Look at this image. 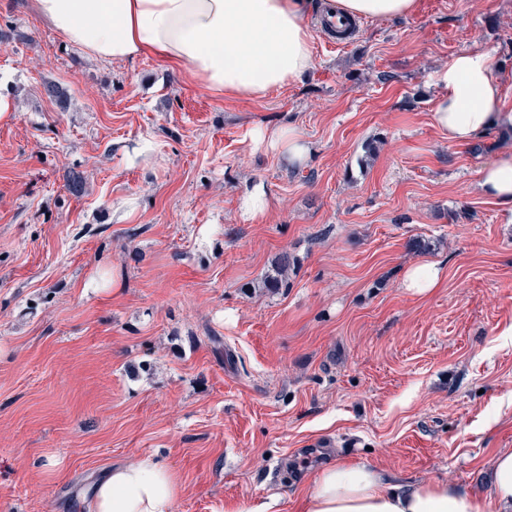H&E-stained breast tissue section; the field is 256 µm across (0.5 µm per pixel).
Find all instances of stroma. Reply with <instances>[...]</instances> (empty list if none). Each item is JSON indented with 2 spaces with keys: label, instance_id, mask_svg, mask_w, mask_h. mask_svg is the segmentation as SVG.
Masks as SVG:
<instances>
[{
  "label": "stroma",
  "instance_id": "1",
  "mask_svg": "<svg viewBox=\"0 0 512 512\" xmlns=\"http://www.w3.org/2000/svg\"><path fill=\"white\" fill-rule=\"evenodd\" d=\"M473 49L512 100V0L317 29L312 69L250 100L90 58L0 0V512H85L147 454L180 476L174 512H291L328 456L483 488L512 448V224L476 188L486 156L431 119L433 72ZM279 125L303 164L252 150ZM285 252L287 288L257 291ZM430 263L440 285L405 288ZM254 150L276 152L288 162H305L309 148L302 134L294 127H263L250 132ZM239 205L244 216L255 219L267 212L271 202L263 186L261 184H253L240 194Z\"/></svg>",
  "mask_w": 512,
  "mask_h": 512
}]
</instances>
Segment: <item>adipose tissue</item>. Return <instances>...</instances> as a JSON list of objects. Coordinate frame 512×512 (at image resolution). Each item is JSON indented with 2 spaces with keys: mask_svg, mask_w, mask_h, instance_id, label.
Listing matches in <instances>:
<instances>
[{
  "mask_svg": "<svg viewBox=\"0 0 512 512\" xmlns=\"http://www.w3.org/2000/svg\"><path fill=\"white\" fill-rule=\"evenodd\" d=\"M38 15L68 43L107 62L154 57L207 92L261 99L312 68L310 14L327 7L351 20L404 16L418 0H34ZM488 51L452 57L432 79L438 88L431 118L449 143L471 144L491 130L512 128ZM253 149L305 162L309 148L293 127L250 133ZM478 191L498 202L512 223V148L484 164ZM486 489L474 492L447 480L393 482L378 467L346 458L328 461L307 481L297 512H512V450L488 461ZM177 472L146 455L113 466L96 483L88 512H174Z\"/></svg>",
  "mask_w": 512,
  "mask_h": 512,
  "instance_id": "adipose-tissue-1",
  "label": "adipose tissue"
}]
</instances>
